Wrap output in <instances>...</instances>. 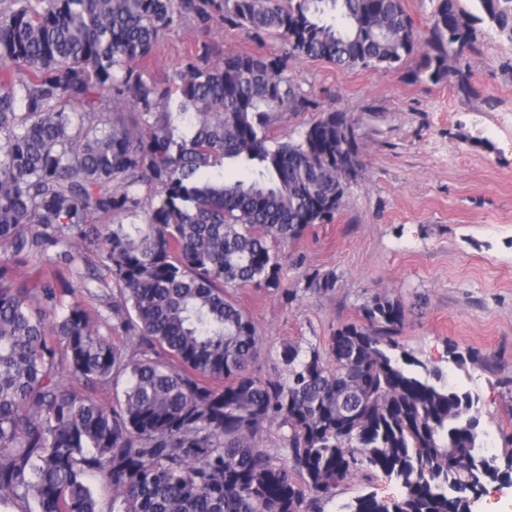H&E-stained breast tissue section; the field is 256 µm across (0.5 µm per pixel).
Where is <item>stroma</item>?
<instances>
[{
	"instance_id": "35a3bbf8",
	"label": "stroma",
	"mask_w": 512,
	"mask_h": 512,
	"mask_svg": "<svg viewBox=\"0 0 512 512\" xmlns=\"http://www.w3.org/2000/svg\"><path fill=\"white\" fill-rule=\"evenodd\" d=\"M419 46L395 69H345L294 59L284 77L313 108L276 118L272 137L298 139L322 113H346L363 167L349 181L333 222L309 228L282 250V287L235 288L252 319L262 379L285 377L284 345L327 350L333 332L361 323L373 296L404 309L398 342L409 359L437 368L448 386L476 400L491 457L512 453V43L481 30L458 58L464 81L434 83L425 63L441 44L433 32L435 0H403ZM254 43L221 15L186 13L160 36L139 72L175 86L198 54L217 64ZM336 278L315 290L308 275ZM373 492L397 497L393 480L354 471L324 512Z\"/></svg>"
}]
</instances>
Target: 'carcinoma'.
Wrapping results in <instances>:
<instances>
[{
  "label": "carcinoma",
  "instance_id": "cac0c4a2",
  "mask_svg": "<svg viewBox=\"0 0 512 512\" xmlns=\"http://www.w3.org/2000/svg\"><path fill=\"white\" fill-rule=\"evenodd\" d=\"M436 0L434 28L455 54L480 25L512 43V0ZM282 49L206 56L171 90L135 68L180 12ZM417 42L403 0H12L0 11V507L100 512L89 477L118 512H322L360 468L401 494L354 498L342 512H470L471 495L512 478L482 453L467 392L398 357L403 307L380 294L326 354L288 345L282 379L250 367L259 352L232 287H281L279 244L331 223L348 172L360 169L353 125L325 112L297 141L274 142L273 116L315 102L283 73L303 56L389 69ZM442 51L429 79L456 73ZM133 109L104 111L103 92ZM24 111H16L17 104ZM192 129L175 134L171 108ZM247 176L215 179L223 160ZM150 191L143 205L142 188ZM140 224L90 217L138 215ZM83 246L107 271L86 304L63 303ZM112 321V332H101ZM133 340V351L112 333ZM125 382L122 396L96 394ZM283 430L284 459L262 443ZM465 463L448 468V451Z\"/></svg>",
  "mask_w": 512,
  "mask_h": 512
}]
</instances>
